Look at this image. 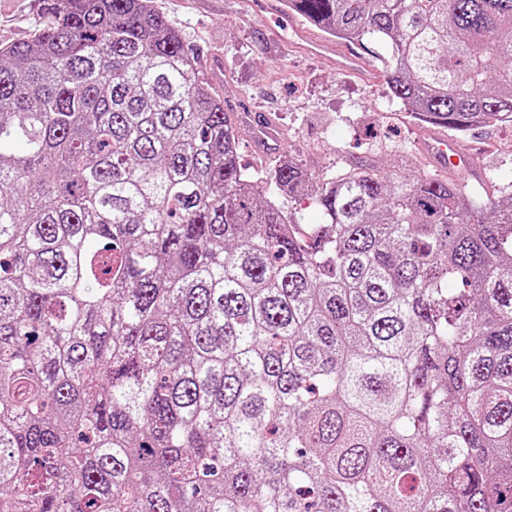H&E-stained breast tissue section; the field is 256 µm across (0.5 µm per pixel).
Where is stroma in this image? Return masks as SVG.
<instances>
[{
  "instance_id": "stroma-1",
  "label": "stroma",
  "mask_w": 512,
  "mask_h": 512,
  "mask_svg": "<svg viewBox=\"0 0 512 512\" xmlns=\"http://www.w3.org/2000/svg\"><path fill=\"white\" fill-rule=\"evenodd\" d=\"M155 5L185 33L201 66H215L219 79L212 87L236 119L243 164L261 170L289 152L313 170L335 174L363 156L390 165L405 155L418 172L433 174L419 148L431 126L393 98L387 75L371 81L338 72L295 43L287 12L258 10L255 0ZM43 21L42 0H0V44L32 38ZM250 115L268 116L277 128L269 148L254 146ZM459 142L477 151L483 177L512 182L511 126L478 127Z\"/></svg>"
}]
</instances>
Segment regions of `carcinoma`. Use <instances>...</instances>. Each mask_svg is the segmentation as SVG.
Wrapping results in <instances>:
<instances>
[{"mask_svg": "<svg viewBox=\"0 0 512 512\" xmlns=\"http://www.w3.org/2000/svg\"><path fill=\"white\" fill-rule=\"evenodd\" d=\"M288 4L414 118L512 119V0ZM43 10L0 46V512H512V185L252 171L154 0Z\"/></svg>", "mask_w": 512, "mask_h": 512, "instance_id": "1", "label": "carcinoma"}]
</instances>
